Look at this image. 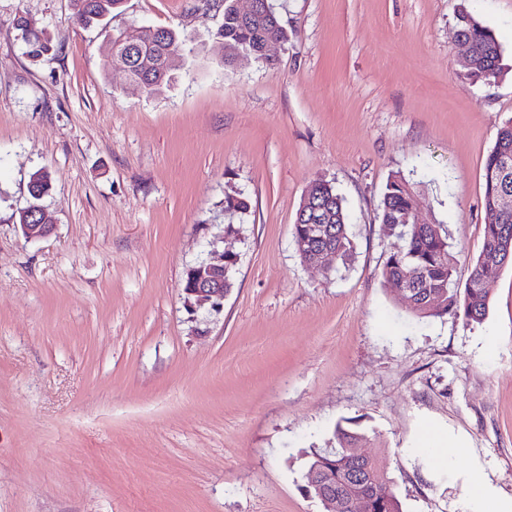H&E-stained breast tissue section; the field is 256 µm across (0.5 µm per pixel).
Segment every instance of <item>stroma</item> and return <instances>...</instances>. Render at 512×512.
<instances>
[{"label":"stroma","mask_w":512,"mask_h":512,"mask_svg":"<svg viewBox=\"0 0 512 512\" xmlns=\"http://www.w3.org/2000/svg\"><path fill=\"white\" fill-rule=\"evenodd\" d=\"M294 31L274 67L223 64L222 0H126L107 28L71 0H0V512H325L305 492L336 425L387 474L404 512H467L477 479L512 498V268L482 323L420 318L380 269L376 215L402 174L445 225L465 286L483 244V165L512 122V0L474 8L502 47L492 84H461V0H273ZM48 35L31 58L18 18ZM185 33L177 79L149 96L113 62L130 25ZM43 170L55 226L19 213ZM345 199L346 268L301 263L310 182ZM250 197L228 219L224 196ZM232 223L235 284L218 314L181 284ZM466 447L419 454L426 429ZM29 217H37L35 224H20L23 235L26 239L37 240L48 237L53 231V224H49V220L44 209L32 210L28 214Z\"/></svg>","instance_id":"obj_1"}]
</instances>
